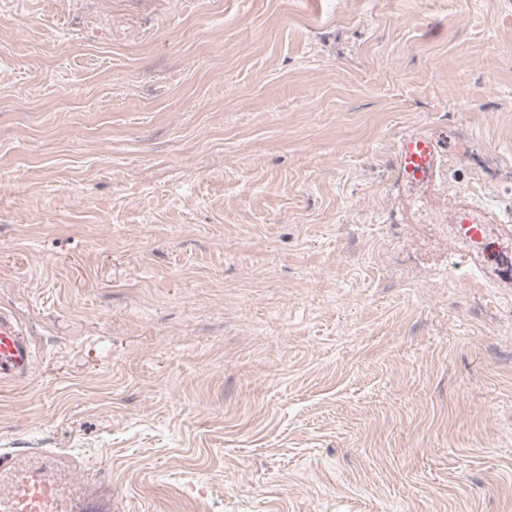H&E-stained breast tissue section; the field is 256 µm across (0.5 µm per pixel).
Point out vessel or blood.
<instances>
[{
  "mask_svg": "<svg viewBox=\"0 0 512 512\" xmlns=\"http://www.w3.org/2000/svg\"><path fill=\"white\" fill-rule=\"evenodd\" d=\"M448 135L416 134L405 138L397 161L407 178L433 183L447 174ZM32 365L31 347L13 315L0 311V380L26 377ZM11 465L0 468V512H110L87 486L61 479L45 467L23 464L20 451L9 454Z\"/></svg>",
  "mask_w": 512,
  "mask_h": 512,
  "instance_id": "b4317fda",
  "label": "vessel or blood"
}]
</instances>
